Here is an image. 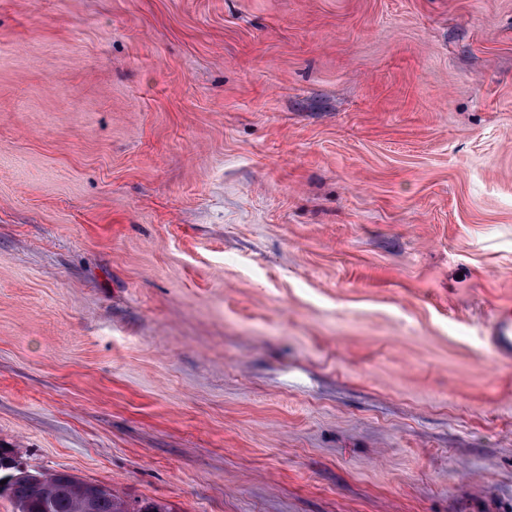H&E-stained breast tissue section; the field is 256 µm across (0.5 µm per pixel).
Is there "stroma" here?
Returning <instances> with one entry per match:
<instances>
[{"label": "stroma", "mask_w": 512, "mask_h": 512, "mask_svg": "<svg viewBox=\"0 0 512 512\" xmlns=\"http://www.w3.org/2000/svg\"><path fill=\"white\" fill-rule=\"evenodd\" d=\"M512 0H0V448L174 512H512ZM491 341L502 354L510 356L512 353V309L499 310L490 332Z\"/></svg>", "instance_id": "obj_1"}]
</instances>
